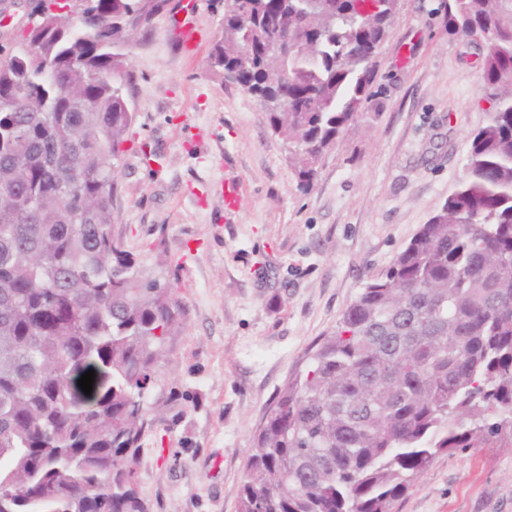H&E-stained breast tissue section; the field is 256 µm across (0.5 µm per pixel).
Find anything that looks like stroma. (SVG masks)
<instances>
[{"mask_svg":"<svg viewBox=\"0 0 512 512\" xmlns=\"http://www.w3.org/2000/svg\"><path fill=\"white\" fill-rule=\"evenodd\" d=\"M444 0H400L375 55L372 97L309 188L258 100L207 66L226 0H199L191 56L163 10L130 48L134 120L114 162L112 232L186 308L166 368L198 407L149 433L137 465L150 512H238L254 438L364 284L382 275L466 173L491 105L474 49ZM239 181L225 215L216 188ZM397 512H512V434L440 454Z\"/></svg>","mask_w":512,"mask_h":512,"instance_id":"stroma-1","label":"stroma"}]
</instances>
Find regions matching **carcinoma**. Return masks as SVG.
<instances>
[{
  "label": "carcinoma",
  "mask_w": 512,
  "mask_h": 512,
  "mask_svg": "<svg viewBox=\"0 0 512 512\" xmlns=\"http://www.w3.org/2000/svg\"><path fill=\"white\" fill-rule=\"evenodd\" d=\"M38 0L0 57V512H148L146 433L186 414L163 368L172 284L113 242L132 36L166 0ZM398 0H229L209 67L260 99L300 184L369 102ZM493 105L465 177L368 282L255 437L239 512H392L441 453L512 430V0H446ZM288 33V51L273 53ZM106 377L85 394L88 370Z\"/></svg>",
  "instance_id": "obj_1"
}]
</instances>
